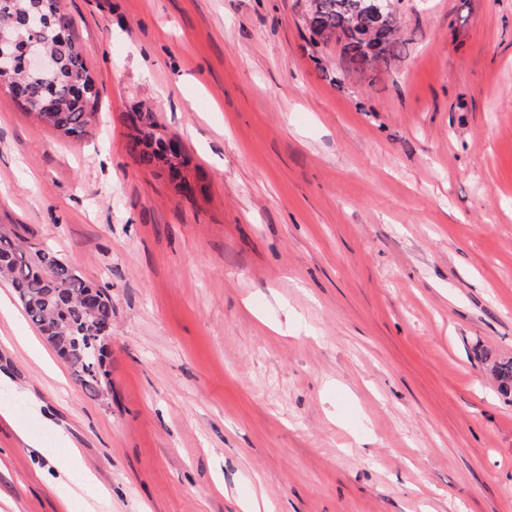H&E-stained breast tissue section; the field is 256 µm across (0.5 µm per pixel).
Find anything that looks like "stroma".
I'll list each match as a JSON object with an SVG mask.
<instances>
[{"label":"stroma","mask_w":512,"mask_h":512,"mask_svg":"<svg viewBox=\"0 0 512 512\" xmlns=\"http://www.w3.org/2000/svg\"><path fill=\"white\" fill-rule=\"evenodd\" d=\"M102 112L0 88V224L112 298L86 395L0 315V512H512V0H398L407 53L344 68L304 0H59ZM150 108L193 197L128 150ZM11 411L42 442L25 445ZM64 466L68 470L66 480L57 484L56 491L59 500L69 512L76 511L77 506L81 507L83 512H95L88 504L87 500L78 492L82 489L91 496L104 495L109 503L111 495L109 491L96 488L89 473H86L78 462V456L73 448L69 449V455L64 460Z\"/></svg>","instance_id":"35a3bbf8"}]
</instances>
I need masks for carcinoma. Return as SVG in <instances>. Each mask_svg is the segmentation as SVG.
I'll return each instance as SVG.
<instances>
[{
	"label": "carcinoma",
	"mask_w": 512,
	"mask_h": 512,
	"mask_svg": "<svg viewBox=\"0 0 512 512\" xmlns=\"http://www.w3.org/2000/svg\"><path fill=\"white\" fill-rule=\"evenodd\" d=\"M49 0H10L0 15V47L14 53L31 37L26 18L41 10L49 17L41 37L56 59L49 76L30 74L14 55L15 96L29 106L37 120L69 136L87 132L99 110V98L92 74L82 52L69 34L70 20L58 7L45 6ZM362 0H306L304 23L310 42L316 46L334 41L341 45L347 66L360 73L389 69L391 63L406 52V42L398 36L394 11H389L381 25L368 29L354 16L363 15ZM131 125L142 122L128 144L131 155L144 167L158 163L167 167L171 182L185 181L182 168L185 154L171 149L166 139L153 132L157 125L151 112H135ZM0 277L9 281L15 297L28 320L46 340L73 352L69 369L77 384L91 396L108 386L104 369V350L93 363L81 360L79 352L90 344L103 345L93 333L95 313L107 316L112 308L111 296L85 279L48 246H34L13 232L0 231ZM501 393L512 391V360L492 365Z\"/></svg>",
	"instance_id": "obj_1"
}]
</instances>
